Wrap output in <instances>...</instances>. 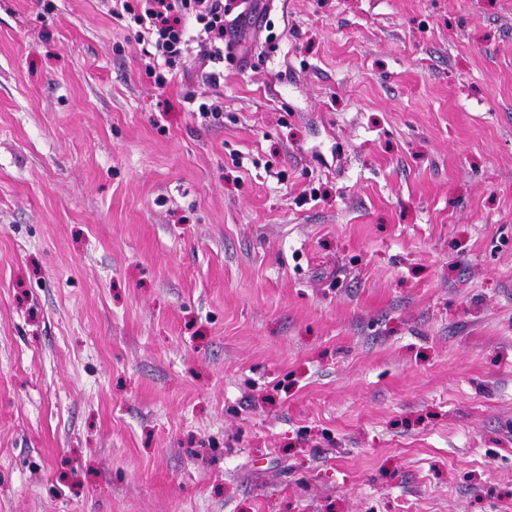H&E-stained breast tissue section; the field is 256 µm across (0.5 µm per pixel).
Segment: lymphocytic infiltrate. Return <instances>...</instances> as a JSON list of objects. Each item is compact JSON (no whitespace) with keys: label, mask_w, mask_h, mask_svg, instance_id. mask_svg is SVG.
<instances>
[{"label":"lymphocytic infiltrate","mask_w":512,"mask_h":512,"mask_svg":"<svg viewBox=\"0 0 512 512\" xmlns=\"http://www.w3.org/2000/svg\"><path fill=\"white\" fill-rule=\"evenodd\" d=\"M111 12L137 25L146 69L161 88L167 84L164 69L174 68L195 39L208 47L204 62L215 65L206 74L207 82L219 84L224 77L219 68L224 61V33L228 26H241L247 19L243 13L229 17L224 0H113Z\"/></svg>","instance_id":"1"}]
</instances>
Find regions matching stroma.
I'll use <instances>...</instances> for the list:
<instances>
[{"instance_id":"obj_1","label":"stroma","mask_w":512,"mask_h":512,"mask_svg":"<svg viewBox=\"0 0 512 512\" xmlns=\"http://www.w3.org/2000/svg\"><path fill=\"white\" fill-rule=\"evenodd\" d=\"M258 2L0 0V512H512V0ZM112 15L119 18L127 15L136 24L139 42L146 45L143 50L149 62L146 70L155 78L158 87L168 83L161 70L168 72L180 60L189 42L195 38L208 46L202 58L203 67L209 62L222 63V70L213 69L206 74L208 83L216 85L224 81V31L228 26L236 29L249 19V14L239 13L229 20L228 8L223 0H111ZM195 31L196 35L191 33ZM159 59L161 63H159Z\"/></svg>"}]
</instances>
